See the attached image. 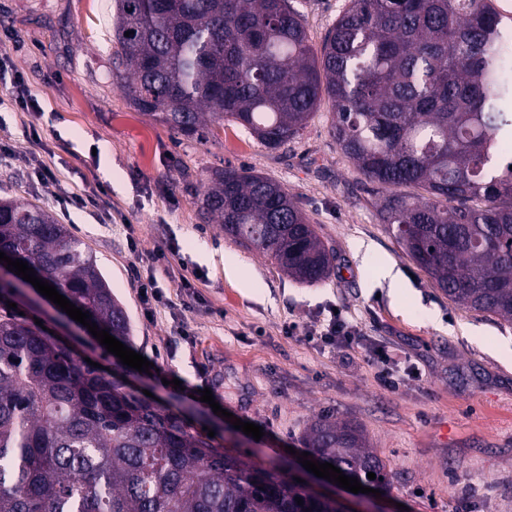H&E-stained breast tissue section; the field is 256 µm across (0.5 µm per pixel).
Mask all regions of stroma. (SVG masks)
<instances>
[{
  "instance_id": "stroma-1",
  "label": "stroma",
  "mask_w": 512,
  "mask_h": 512,
  "mask_svg": "<svg viewBox=\"0 0 512 512\" xmlns=\"http://www.w3.org/2000/svg\"><path fill=\"white\" fill-rule=\"evenodd\" d=\"M113 0H0V99L22 77L42 99L39 112H0V198L23 197L51 212L86 245L126 307V345L153 362L152 374L119 358L48 301L14 295L28 320H41L77 359L120 370L135 392L179 414L192 433L259 467L305 478L292 452L319 417L360 425L383 459L390 484L366 499L332 484L353 512H512V324L459 308L435 287L382 224L381 188L337 148L332 105L322 99L306 127L272 150L225 122L205 140L187 138L130 106L113 81ZM348 0H292L313 50ZM39 156L56 174L37 180ZM245 168L280 182L332 249L330 277L308 285L266 255L244 249L203 217L198 200L214 171ZM104 185L97 213L65 203L75 188ZM166 253L159 284L180 311L147 312L139 297L146 265L135 252ZM398 274L385 279L386 268ZM190 288L181 291V279ZM338 309L390 350L396 388L382 385L360 350L321 348L282 332ZM187 321L189 335L178 332ZM180 387H173V380ZM211 389L218 416L195 391ZM213 401V402H214ZM262 427L253 439L233 418Z\"/></svg>"
}]
</instances>
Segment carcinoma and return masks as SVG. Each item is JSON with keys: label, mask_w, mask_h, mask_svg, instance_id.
<instances>
[{"label": "carcinoma", "mask_w": 512, "mask_h": 512, "mask_svg": "<svg viewBox=\"0 0 512 512\" xmlns=\"http://www.w3.org/2000/svg\"><path fill=\"white\" fill-rule=\"evenodd\" d=\"M112 8V74L135 110L199 140L208 122L233 121L276 150L327 96L336 146L390 189L378 214L396 242L454 303L512 323V49L494 0H350L318 55L288 0ZM200 208L299 282L332 270L316 225L270 177L217 171ZM0 251L127 338L126 311L53 214L1 198ZM5 288L15 285L0 284V512H339L79 362L8 308ZM303 441L343 474L387 483L360 427L321 418Z\"/></svg>", "instance_id": "carcinoma-1"}]
</instances>
